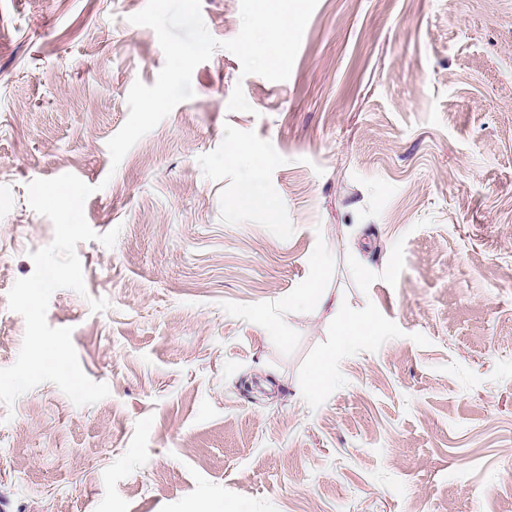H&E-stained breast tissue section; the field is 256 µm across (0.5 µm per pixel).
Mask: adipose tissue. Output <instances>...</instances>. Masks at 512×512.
I'll use <instances>...</instances> for the list:
<instances>
[{
    "label": "adipose tissue",
    "instance_id": "adipose-tissue-1",
    "mask_svg": "<svg viewBox=\"0 0 512 512\" xmlns=\"http://www.w3.org/2000/svg\"><path fill=\"white\" fill-rule=\"evenodd\" d=\"M224 160L228 163L246 160L254 168L253 175L244 180L240 187L235 200L236 205H258L269 210L279 207V199L265 194L260 187V175L269 163L268 157L255 153L243 142L230 140L224 144ZM377 333L378 325L369 315H340L337 320L334 343L320 353L310 365L307 380L309 394L317 395L327 390L337 357L350 352L368 338L376 336Z\"/></svg>",
    "mask_w": 512,
    "mask_h": 512
}]
</instances>
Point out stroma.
Masks as SVG:
<instances>
[{
    "instance_id": "35a3bbf8",
    "label": "stroma",
    "mask_w": 512,
    "mask_h": 512,
    "mask_svg": "<svg viewBox=\"0 0 512 512\" xmlns=\"http://www.w3.org/2000/svg\"><path fill=\"white\" fill-rule=\"evenodd\" d=\"M145 5L0 0V368L25 333L8 293L54 237L28 183L76 175L90 227L121 230L78 244L86 292L47 310L110 394L0 404V512H512V0H318L288 80L216 50L115 168L128 92L164 64ZM201 11L238 35L240 0ZM228 139L270 157L276 212L234 205ZM320 252L380 333L313 397ZM323 268V257H316L313 263L312 277L307 285V288L303 289L299 298L301 303L322 305L328 301L329 294L325 288H322Z\"/></svg>"
}]
</instances>
